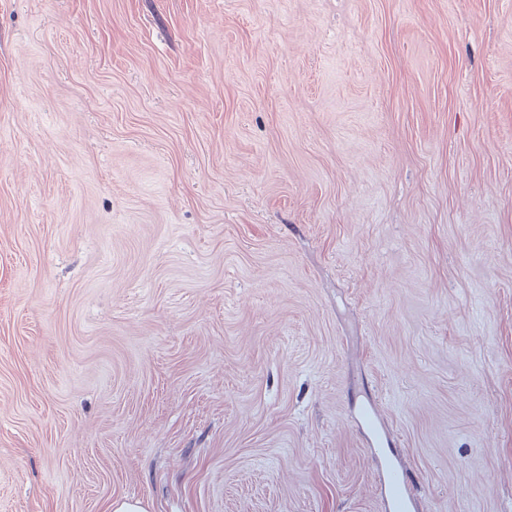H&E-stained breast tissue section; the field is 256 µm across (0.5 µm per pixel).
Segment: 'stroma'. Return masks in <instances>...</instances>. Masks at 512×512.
Here are the masks:
<instances>
[{
  "label": "stroma",
  "mask_w": 512,
  "mask_h": 512,
  "mask_svg": "<svg viewBox=\"0 0 512 512\" xmlns=\"http://www.w3.org/2000/svg\"><path fill=\"white\" fill-rule=\"evenodd\" d=\"M512 512V0H0V512ZM379 485L387 512H412L408 478L389 461L381 467Z\"/></svg>",
  "instance_id": "obj_1"
}]
</instances>
